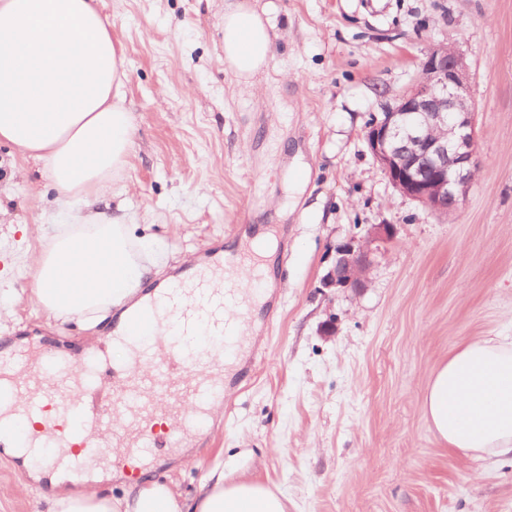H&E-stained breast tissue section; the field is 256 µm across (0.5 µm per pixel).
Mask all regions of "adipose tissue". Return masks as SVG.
<instances>
[{
    "instance_id": "1",
    "label": "adipose tissue",
    "mask_w": 512,
    "mask_h": 512,
    "mask_svg": "<svg viewBox=\"0 0 512 512\" xmlns=\"http://www.w3.org/2000/svg\"><path fill=\"white\" fill-rule=\"evenodd\" d=\"M223 35L224 63L241 83L268 68L279 38L267 8L247 0H227ZM125 79L123 48L98 0H0V142L42 163L63 202L91 204L120 179L136 132ZM152 254L103 212L58 225L33 268L35 300L60 323L96 327L151 286ZM424 409L449 450L512 456V336L454 349L433 373ZM0 450L28 468L33 483H49L45 512H285L273 488L220 476L189 499L142 478L116 498L95 475L68 492V473L33 467L32 449L0 436Z\"/></svg>"
}]
</instances>
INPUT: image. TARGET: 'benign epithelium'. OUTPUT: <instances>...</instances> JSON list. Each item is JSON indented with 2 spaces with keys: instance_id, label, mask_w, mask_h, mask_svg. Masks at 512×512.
<instances>
[{
  "instance_id": "1",
  "label": "benign epithelium",
  "mask_w": 512,
  "mask_h": 512,
  "mask_svg": "<svg viewBox=\"0 0 512 512\" xmlns=\"http://www.w3.org/2000/svg\"><path fill=\"white\" fill-rule=\"evenodd\" d=\"M365 137L401 195L439 217L461 209L477 169L478 131L470 67L455 41L429 49L416 84L372 119ZM370 266L369 249L340 244L323 286L360 290Z\"/></svg>"
}]
</instances>
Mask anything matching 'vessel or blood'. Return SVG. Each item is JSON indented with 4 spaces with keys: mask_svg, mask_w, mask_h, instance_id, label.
<instances>
[{
    "mask_svg": "<svg viewBox=\"0 0 512 512\" xmlns=\"http://www.w3.org/2000/svg\"><path fill=\"white\" fill-rule=\"evenodd\" d=\"M254 259L225 267L222 258L171 281L130 317L121 338L136 358H150L147 387L103 386L105 343L78 364L52 352L29 350L19 360L26 375L0 373V430L21 448L50 447L48 466H109L133 460L158 443L181 448L205 435L213 405L224 399V367L237 360L249 325L243 282H260ZM124 406L122 441L102 438L113 406ZM167 421L164 439L150 423Z\"/></svg>",
    "mask_w": 512,
    "mask_h": 512,
    "instance_id": "b4317fda",
    "label": "vessel or blood"
}]
</instances>
